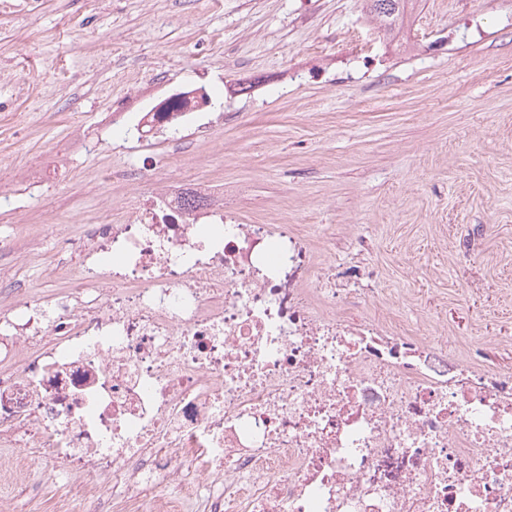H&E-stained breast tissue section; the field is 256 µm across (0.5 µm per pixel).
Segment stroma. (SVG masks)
<instances>
[{"mask_svg": "<svg viewBox=\"0 0 512 512\" xmlns=\"http://www.w3.org/2000/svg\"><path fill=\"white\" fill-rule=\"evenodd\" d=\"M0 13V278L63 291L61 242L169 182L223 183L239 224L325 226L317 258L348 316L482 345L512 372V0H416L389 33L362 0H25ZM220 93L194 144L137 139L114 100ZM134 163L137 183L100 181ZM40 170L34 187L16 172ZM40 451L0 447V512L110 496Z\"/></svg>", "mask_w": 512, "mask_h": 512, "instance_id": "stroma-1", "label": "stroma"}]
</instances>
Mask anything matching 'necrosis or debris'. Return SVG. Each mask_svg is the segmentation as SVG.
Segmentation results:
<instances>
[{
	"mask_svg": "<svg viewBox=\"0 0 512 512\" xmlns=\"http://www.w3.org/2000/svg\"><path fill=\"white\" fill-rule=\"evenodd\" d=\"M209 102L173 91L138 131ZM70 245L72 291L0 315L1 447L109 477L126 512H512V372L349 321L306 236L166 185Z\"/></svg>",
	"mask_w": 512,
	"mask_h": 512,
	"instance_id": "1",
	"label": "necrosis or debris"
}]
</instances>
